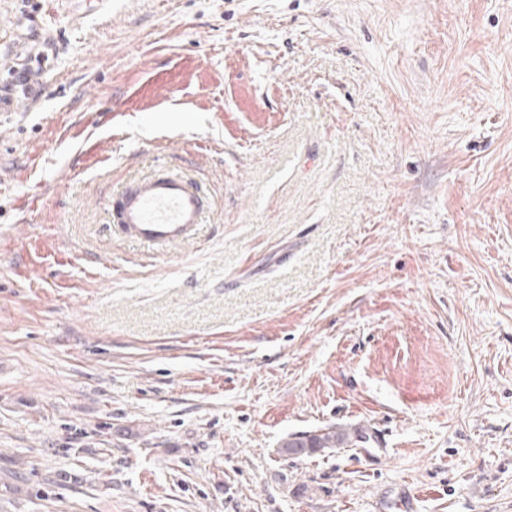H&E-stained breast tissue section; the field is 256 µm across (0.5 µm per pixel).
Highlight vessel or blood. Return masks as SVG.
<instances>
[{"mask_svg": "<svg viewBox=\"0 0 512 512\" xmlns=\"http://www.w3.org/2000/svg\"><path fill=\"white\" fill-rule=\"evenodd\" d=\"M112 200L125 235L149 246L188 238L205 212L193 183L177 175L135 180L115 193Z\"/></svg>", "mask_w": 512, "mask_h": 512, "instance_id": "vessel-or-blood-1", "label": "vessel or blood"}]
</instances>
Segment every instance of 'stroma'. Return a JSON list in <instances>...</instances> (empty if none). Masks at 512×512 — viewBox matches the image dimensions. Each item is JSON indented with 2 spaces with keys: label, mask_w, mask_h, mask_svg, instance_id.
Here are the masks:
<instances>
[{
  "label": "stroma",
  "mask_w": 512,
  "mask_h": 512,
  "mask_svg": "<svg viewBox=\"0 0 512 512\" xmlns=\"http://www.w3.org/2000/svg\"><path fill=\"white\" fill-rule=\"evenodd\" d=\"M42 50L0 512H512V0H0V87ZM160 169L209 206L158 251L106 198ZM309 433H316L311 438H296L281 445L288 455H309L326 448H340L344 444L365 439L357 429L343 427H325Z\"/></svg>",
  "instance_id": "stroma-1"
}]
</instances>
